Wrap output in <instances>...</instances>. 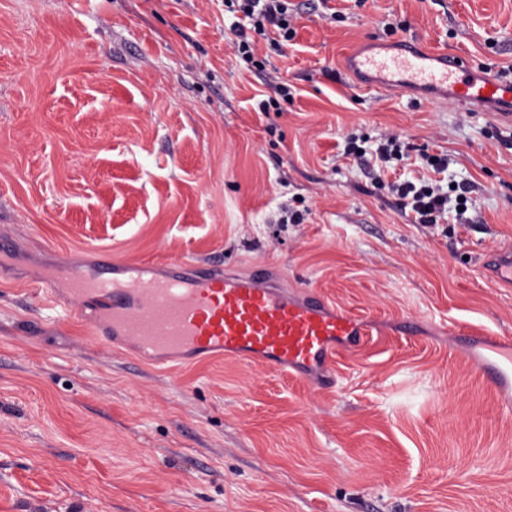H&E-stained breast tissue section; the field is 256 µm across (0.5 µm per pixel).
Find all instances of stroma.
Listing matches in <instances>:
<instances>
[{
  "label": "stroma",
  "mask_w": 512,
  "mask_h": 512,
  "mask_svg": "<svg viewBox=\"0 0 512 512\" xmlns=\"http://www.w3.org/2000/svg\"><path fill=\"white\" fill-rule=\"evenodd\" d=\"M290 2L295 38L250 65L224 0H0V512H512V415L460 344L512 347V288L475 261L512 244V123L343 68L413 38L512 69V0ZM389 134L414 152L377 160ZM420 179L475 183L467 223H412L388 185ZM100 251L270 262L372 333L324 391L113 355L34 294Z\"/></svg>",
  "instance_id": "stroma-1"
}]
</instances>
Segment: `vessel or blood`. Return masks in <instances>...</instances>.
Wrapping results in <instances>:
<instances>
[{
  "label": "vessel or blood",
  "instance_id": "vessel-or-blood-1",
  "mask_svg": "<svg viewBox=\"0 0 512 512\" xmlns=\"http://www.w3.org/2000/svg\"><path fill=\"white\" fill-rule=\"evenodd\" d=\"M346 69L359 83L387 91L425 92L426 102L450 101L476 112L512 117V79L474 68L462 55L405 40L392 54L356 51ZM482 266L503 283L512 282V246L483 256ZM126 262L103 255L95 267L57 265L38 286L39 295L68 313L102 304L94 336L122 341L160 363L229 356L243 365L261 363L294 373L321 389L334 386L337 351L359 346L367 325L336 310L315 292H289L263 266L244 274L173 258L131 276ZM478 370L504 392L512 388V357L479 360Z\"/></svg>",
  "mask_w": 512,
  "mask_h": 512
}]
</instances>
